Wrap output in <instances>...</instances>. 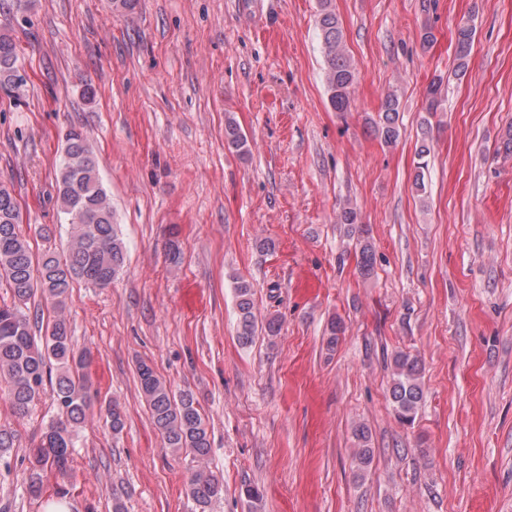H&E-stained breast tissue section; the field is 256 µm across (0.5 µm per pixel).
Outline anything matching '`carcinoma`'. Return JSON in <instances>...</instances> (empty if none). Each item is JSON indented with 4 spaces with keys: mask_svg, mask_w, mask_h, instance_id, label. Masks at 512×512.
<instances>
[{
    "mask_svg": "<svg viewBox=\"0 0 512 512\" xmlns=\"http://www.w3.org/2000/svg\"><path fill=\"white\" fill-rule=\"evenodd\" d=\"M317 28L325 58L324 81L328 103L336 112L352 108V88L358 73L348 56L341 24L331 7V0H320ZM476 28L466 22L456 34L454 76L462 78L469 69ZM19 47L7 34H0V91L17 95L24 83L18 75ZM444 77H435L427 87V111L439 106ZM374 133L387 145L396 144L402 135L399 98L386 96L377 118L371 121ZM224 144L238 154L246 153L247 139L231 121L224 127ZM431 153L429 131L423 132L418 148L416 188L425 190L427 157ZM56 203L68 224L66 254L45 252L37 257L18 225L16 200L6 189L0 191V287L8 297L0 299V384L7 386L14 413L23 415L41 400L46 387L59 416L51 422L36 447L30 449V467L25 489L33 499L43 494L42 472L50 470L65 479L70 476L74 448L73 428L84 422L91 407L89 382L85 374L90 351L78 350L66 319L57 316L46 327L45 334L35 336L28 304L39 293L52 307L61 311L73 284L83 282L106 288L123 270L126 243L116 222L109 192L103 184L95 154L86 133L71 128L56 172ZM337 223L345 225L347 234L358 235L359 274L368 279L375 274L376 254L368 229L360 224L357 209L349 204L341 207ZM237 312V339L241 347H250L261 332L267 337L280 334L281 323L271 317L257 325L253 312V285L242 276H233ZM345 324L339 317L328 320L325 328L326 349L336 348ZM392 370L388 397L397 420L415 423L423 400L420 360L403 351L391 355ZM137 377L141 393L156 430L166 447L175 453L185 452L201 463L210 454L211 444L206 418L189 392L176 394L145 361L138 364ZM361 464L371 461L370 433L359 423L352 428ZM224 491L223 483L205 467L190 476L188 495L199 512H206Z\"/></svg>",
    "mask_w": 512,
    "mask_h": 512,
    "instance_id": "carcinoma-1",
    "label": "carcinoma"
}]
</instances>
